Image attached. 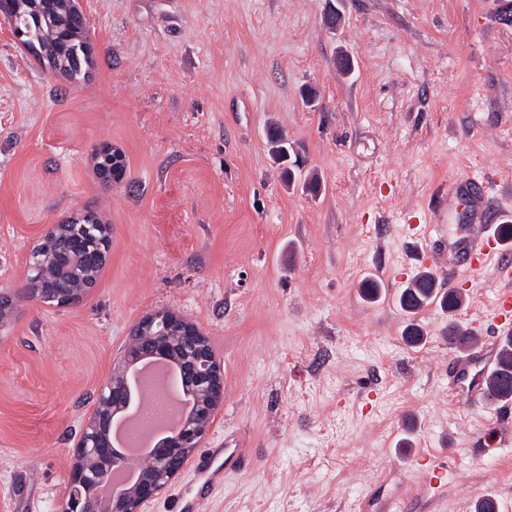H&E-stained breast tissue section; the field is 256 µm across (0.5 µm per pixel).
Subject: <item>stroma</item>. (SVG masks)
Listing matches in <instances>:
<instances>
[{
	"mask_svg": "<svg viewBox=\"0 0 512 512\" xmlns=\"http://www.w3.org/2000/svg\"><path fill=\"white\" fill-rule=\"evenodd\" d=\"M506 0H79L86 74L52 71L0 21V512H59L73 449L132 326L191 318L224 366V404L145 512H512V417L457 402L449 320L503 337L493 269L459 285L448 236L485 226L455 188L512 215V24ZM343 23L325 25L329 4ZM346 53L350 74L334 58ZM281 129L318 193L286 187ZM127 177L96 174L102 146ZM94 211L112 226L80 302L29 300L46 228ZM464 305L416 317L394 296L423 271ZM380 281L385 296L364 290ZM240 442L249 462L198 499L196 465ZM438 455L430 498L415 461ZM99 162L101 164L110 165V167H112V170H107L104 173V177L107 183L112 185V171L116 184H119L124 180L126 174V166L124 156L122 152L119 151V149H109L107 153L102 155Z\"/></svg>",
	"mask_w": 512,
	"mask_h": 512,
	"instance_id": "stroma-1",
	"label": "stroma"
}]
</instances>
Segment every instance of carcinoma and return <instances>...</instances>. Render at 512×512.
Wrapping results in <instances>:
<instances>
[{"instance_id":"cac0c4a2","label":"carcinoma","mask_w":512,"mask_h":512,"mask_svg":"<svg viewBox=\"0 0 512 512\" xmlns=\"http://www.w3.org/2000/svg\"><path fill=\"white\" fill-rule=\"evenodd\" d=\"M17 21L26 34L28 47L42 55L53 69L75 77L89 64L85 52L87 41L84 37V20L65 0L45 3L43 0H20L17 9ZM267 142L274 150L277 160L288 161L291 145L288 138L279 131L268 135ZM100 163L112 167L116 183H121L126 174L124 156L114 148L103 154ZM80 235L87 242V251L81 254L76 267L81 281L88 282L99 278L102 266L95 256L97 240L102 234V222L97 215L87 212L60 227L52 233L51 242L57 244L72 235ZM31 263L35 269L30 278L46 283L60 277L45 262L42 247L32 251ZM437 302L452 312L463 304L461 295L443 292L438 288L434 275L421 273L413 282L396 293V304L408 316H414L429 304ZM477 343V338L458 323L448 326V345L459 351H468ZM485 395L491 404L512 402V336L503 339L495 367L484 377Z\"/></svg>"}]
</instances>
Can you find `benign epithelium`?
<instances>
[{
	"label": "benign epithelium",
	"instance_id": "1",
	"mask_svg": "<svg viewBox=\"0 0 512 512\" xmlns=\"http://www.w3.org/2000/svg\"><path fill=\"white\" fill-rule=\"evenodd\" d=\"M8 22L12 36L23 42L25 33L18 25L12 0H0V20ZM81 287L61 284L51 290L35 288L27 291L30 299L41 304L50 301L53 307H67L78 302ZM160 328L167 336L151 342L149 356L167 359L173 354L174 344H187L193 352V367L182 373L187 390L197 402L198 412L186 427L171 431L155 448L159 470L142 478L132 489L126 490L112 502L108 512H143V507L154 500L166 485L185 468L190 457L206 435L214 414L224 402V367L217 362L210 341L191 319L171 310L161 309L145 315L133 326L131 333H142ZM126 364L120 363L98 390L93 414L85 423L83 432L73 450L69 475L68 498L61 512H103L97 498V487L113 471L125 465V458L112 443L110 433L113 411L123 406L128 386L125 380Z\"/></svg>",
	"mask_w": 512,
	"mask_h": 512
}]
</instances>
